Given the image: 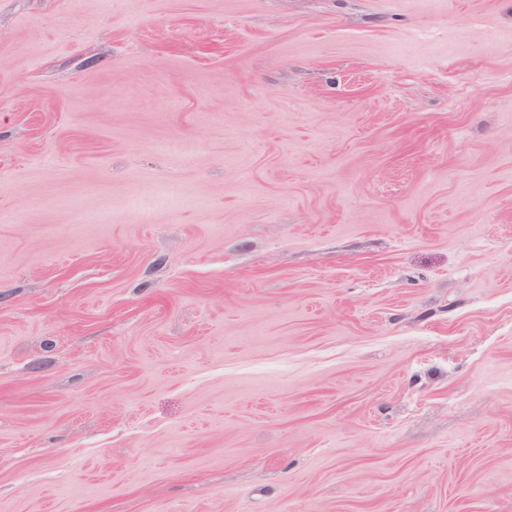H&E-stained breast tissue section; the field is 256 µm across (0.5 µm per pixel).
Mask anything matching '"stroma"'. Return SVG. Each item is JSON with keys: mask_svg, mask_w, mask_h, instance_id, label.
Here are the masks:
<instances>
[{"mask_svg": "<svg viewBox=\"0 0 512 512\" xmlns=\"http://www.w3.org/2000/svg\"><path fill=\"white\" fill-rule=\"evenodd\" d=\"M0 512H512V0H0Z\"/></svg>", "mask_w": 512, "mask_h": 512, "instance_id": "stroma-1", "label": "stroma"}]
</instances>
